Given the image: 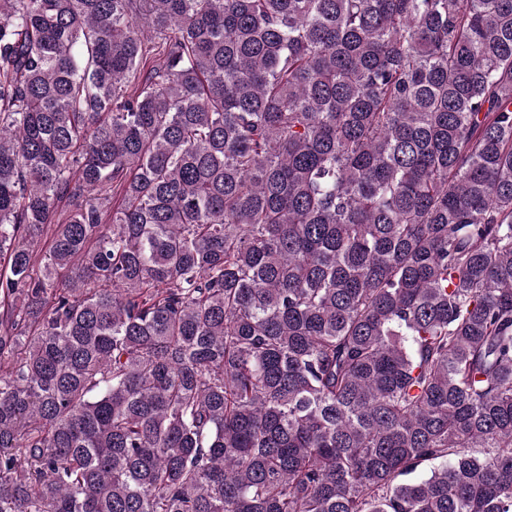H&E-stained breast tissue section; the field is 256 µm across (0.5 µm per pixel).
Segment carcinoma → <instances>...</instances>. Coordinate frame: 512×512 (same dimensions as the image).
<instances>
[{"instance_id": "cac0c4a2", "label": "carcinoma", "mask_w": 512, "mask_h": 512, "mask_svg": "<svg viewBox=\"0 0 512 512\" xmlns=\"http://www.w3.org/2000/svg\"><path fill=\"white\" fill-rule=\"evenodd\" d=\"M0 512H512V0H0Z\"/></svg>"}]
</instances>
